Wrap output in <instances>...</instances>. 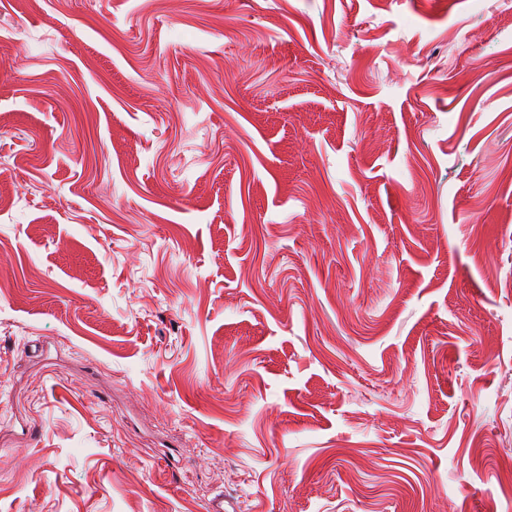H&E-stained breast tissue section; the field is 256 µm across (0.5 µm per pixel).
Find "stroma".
<instances>
[{"label":"stroma","mask_w":512,"mask_h":512,"mask_svg":"<svg viewBox=\"0 0 512 512\" xmlns=\"http://www.w3.org/2000/svg\"><path fill=\"white\" fill-rule=\"evenodd\" d=\"M0 196V512H512V0H0Z\"/></svg>","instance_id":"35a3bbf8"}]
</instances>
